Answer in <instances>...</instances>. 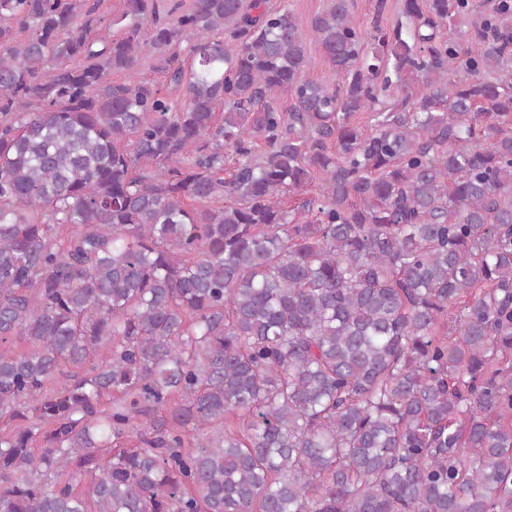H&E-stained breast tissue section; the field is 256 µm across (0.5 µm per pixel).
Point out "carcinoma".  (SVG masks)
Listing matches in <instances>:
<instances>
[{"mask_svg":"<svg viewBox=\"0 0 512 512\" xmlns=\"http://www.w3.org/2000/svg\"><path fill=\"white\" fill-rule=\"evenodd\" d=\"M100 2L0 0V512H512V3ZM272 9L287 7L295 16L300 28L307 36V59L305 75L313 81L335 86L341 78L325 62L321 50L311 35V21L327 5V0H267ZM355 19L365 28L371 29L373 20L379 15L383 25L392 26L401 18L402 0H385V8L379 13L380 0H350ZM157 66V60L154 55L145 54L140 63V76L150 80L154 85L162 88L164 92L171 91V99L177 108H179L184 103V91L183 90H169L167 88L164 75L157 71L155 67Z\"/></svg>","mask_w":512,"mask_h":512,"instance_id":"cac0c4a2","label":"carcinoma"}]
</instances>
